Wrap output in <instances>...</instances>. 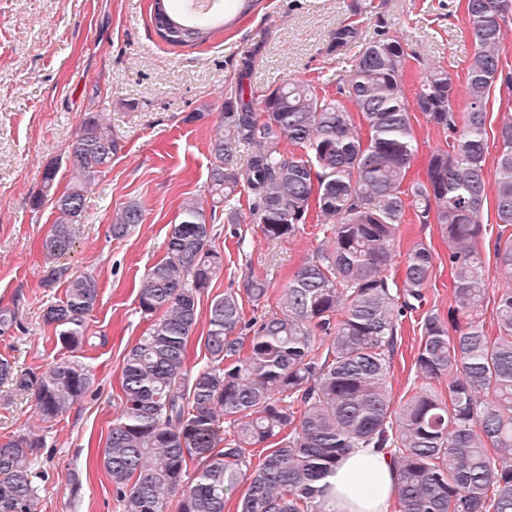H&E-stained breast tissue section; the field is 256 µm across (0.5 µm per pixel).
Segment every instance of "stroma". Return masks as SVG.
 <instances>
[{
	"instance_id": "1",
	"label": "stroma",
	"mask_w": 512,
	"mask_h": 512,
	"mask_svg": "<svg viewBox=\"0 0 512 512\" xmlns=\"http://www.w3.org/2000/svg\"><path fill=\"white\" fill-rule=\"evenodd\" d=\"M350 2L254 0L205 44L175 47L156 35L150 0H0V314L13 317L0 324V358L34 371L66 359L87 365L94 376L82 399L52 422L42 420L31 393L0 385V439L34 433L45 440L37 512H118L99 458L121 412L124 357L148 326L138 308L139 280L164 257L182 201L207 194L209 138L227 91L241 82L259 96L296 75L334 93L361 50L360 44L327 50ZM387 20L407 52L441 62L456 86L464 85L476 49L465 0H388ZM247 57L253 68L245 78L240 65ZM89 111L105 113L123 148L88 191L74 245L50 262L41 243L54 216L50 205L35 209L30 200ZM132 199L144 204V221L128 238L114 239L111 218ZM216 229L213 244L224 254V271L202 297L204 309L248 267L279 291L324 238L312 216L304 233L275 242L255 225H240L248 241L243 251L228 225ZM419 239L436 251L426 305L447 313L453 303L448 247L437 225L406 212L398 254ZM53 264L68 277L93 275L100 287L88 339L74 351L61 348L43 320L65 293V280L46 281ZM420 318L415 312L401 324L391 378L397 401L413 384Z\"/></svg>"
}]
</instances>
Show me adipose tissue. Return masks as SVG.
I'll return each instance as SVG.
<instances>
[{
	"label": "adipose tissue",
	"mask_w": 512,
	"mask_h": 512,
	"mask_svg": "<svg viewBox=\"0 0 512 512\" xmlns=\"http://www.w3.org/2000/svg\"><path fill=\"white\" fill-rule=\"evenodd\" d=\"M320 485L325 512H388L396 494L389 457L369 448L344 458Z\"/></svg>",
	"instance_id": "obj_1"
}]
</instances>
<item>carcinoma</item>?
Here are the masks:
<instances>
[{
    "mask_svg": "<svg viewBox=\"0 0 512 512\" xmlns=\"http://www.w3.org/2000/svg\"><path fill=\"white\" fill-rule=\"evenodd\" d=\"M503 3L465 0L477 51L462 112L452 74L409 55L390 34L385 0H352L330 33L327 50L335 52L361 40L363 19L376 22L336 96L320 95L302 77L259 100L241 83L225 95L209 142L211 207L183 204L165 257L139 282L138 307L150 324L124 358L122 411L101 457L121 512H224L241 485L236 512H323L319 481L359 448L390 457L398 512H512V288L495 299L491 327L476 317L488 260L480 217L490 204L498 225L493 262L512 281L511 116L494 136L495 169L486 168L491 88L512 95V72L499 57ZM150 19L172 46L204 44L215 32L205 19L175 14V0H152ZM410 58L417 62L411 100ZM415 111L448 136V149L429 154L422 179L409 177L418 154ZM121 149L104 114L87 112L65 150L67 186L58 189V164L45 167L31 206L49 202L56 212L42 241L46 259L70 248L85 194ZM312 206L327 244L288 277L275 310L256 314L270 288L252 270L239 288L213 296L201 337L207 361L189 368L201 296L224 268L211 244L217 211L241 249L235 225L290 239L303 232ZM409 206L419 223L437 224L448 245L454 306L446 318L422 312L413 386L396 405L389 381L398 327L425 305L435 265L424 241L396 261ZM143 221L142 204L126 202L112 217V237L126 238ZM99 297L87 274L68 280L64 298L46 308L64 348L86 343ZM246 301L255 310L249 318ZM445 376L448 389H436ZM3 382L34 391L38 413L53 421L93 377L69 360L36 373L0 358ZM42 447L29 435L0 442V512H35ZM252 448L265 451L256 464Z\"/></svg>",
    "mask_w": 512,
    "mask_h": 512,
    "instance_id": "1",
    "label": "carcinoma"
}]
</instances>
